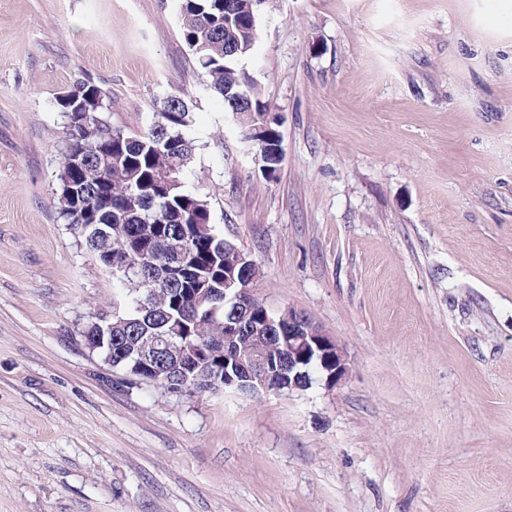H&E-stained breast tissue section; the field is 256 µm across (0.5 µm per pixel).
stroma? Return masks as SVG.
Wrapping results in <instances>:
<instances>
[{
	"instance_id": "35a3bbf8",
	"label": "stroma",
	"mask_w": 512,
	"mask_h": 512,
	"mask_svg": "<svg viewBox=\"0 0 512 512\" xmlns=\"http://www.w3.org/2000/svg\"><path fill=\"white\" fill-rule=\"evenodd\" d=\"M258 27L272 180L178 0H0V512H512V0H264ZM82 79L130 134L187 101V189L345 380L177 397L85 347L112 277L58 214ZM273 125H275L274 118H270L269 129L266 132L259 136L245 137L247 141L254 144V148L259 151L260 155L275 149L282 150L279 131ZM258 159L263 163L261 170H263L264 173H269L271 168L268 164L269 158L263 155L261 156V160L259 157Z\"/></svg>"
}]
</instances>
